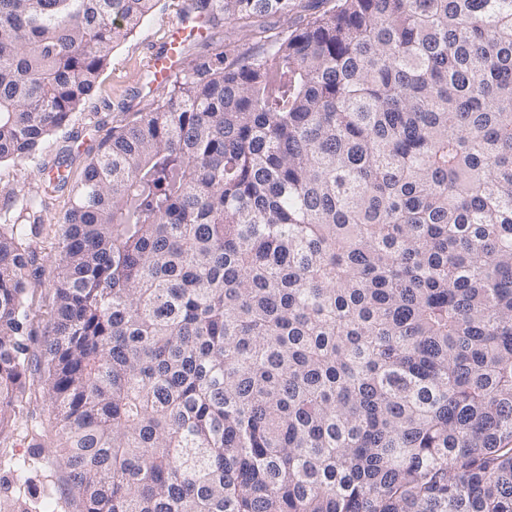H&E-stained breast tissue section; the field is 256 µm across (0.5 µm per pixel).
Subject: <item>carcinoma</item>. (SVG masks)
Instances as JSON below:
<instances>
[{"mask_svg": "<svg viewBox=\"0 0 512 512\" xmlns=\"http://www.w3.org/2000/svg\"><path fill=\"white\" fill-rule=\"evenodd\" d=\"M156 0H0V161ZM187 0L186 61L72 186L0 190V437L59 411L80 512H512V0ZM37 347H32V344ZM302 4L300 7L297 8L294 12L290 13L288 17H281V16H270L265 18H260V22L264 25H270L272 27L277 28L278 30L281 29H292L298 25L305 24L307 21L312 19V15L315 11H320L322 8L320 7L319 10H308L307 8V1L308 0H302ZM70 188L64 191L53 193L49 200L47 209L42 213V224L39 234L32 238L33 247L37 252L38 266L41 269V283L32 284L34 288V306L37 311V317L34 320V328L38 339L43 336L47 329V313L51 310L54 303L53 290L48 286V276L57 254L56 226L57 220L70 207L72 197Z\"/></svg>", "mask_w": 512, "mask_h": 512, "instance_id": "1", "label": "carcinoma"}]
</instances>
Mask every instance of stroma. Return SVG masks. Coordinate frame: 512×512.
Returning <instances> with one entry per match:
<instances>
[{
  "mask_svg": "<svg viewBox=\"0 0 512 512\" xmlns=\"http://www.w3.org/2000/svg\"><path fill=\"white\" fill-rule=\"evenodd\" d=\"M183 0H158L140 26L120 40L112 61L102 75L92 97L73 112L69 123L52 135L38 157L18 164L0 162V189L23 196L39 184L41 167L53 166L58 158H67L73 181H80L84 167L112 127L131 120L135 113L151 110L160 91L151 83L149 50L159 44L165 31L180 18ZM69 191L54 193L41 217L39 234L33 239L41 269L34 286L37 334L47 329V314L54 295L47 284L57 254L56 222L69 208ZM54 448H26L21 444L0 443V512H76L65 473L54 462ZM31 462L32 489L20 488L12 470L14 459Z\"/></svg>",
  "mask_w": 512,
  "mask_h": 512,
  "instance_id": "35a3bbf8",
  "label": "stroma"
}]
</instances>
